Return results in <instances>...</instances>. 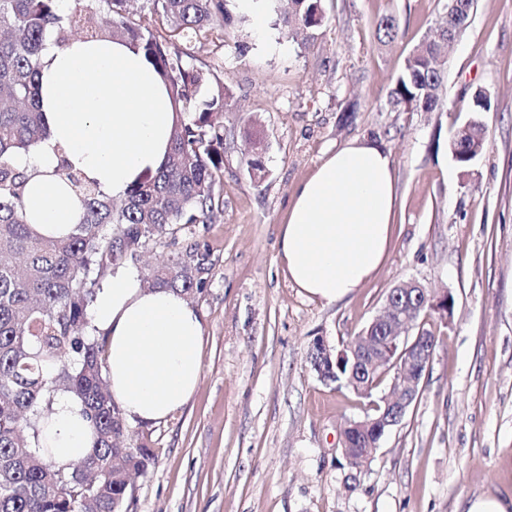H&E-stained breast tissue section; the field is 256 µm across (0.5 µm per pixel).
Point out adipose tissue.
I'll list each match as a JSON object with an SVG mask.
<instances>
[{"instance_id": "ef3b65f1", "label": "adipose tissue", "mask_w": 512, "mask_h": 512, "mask_svg": "<svg viewBox=\"0 0 512 512\" xmlns=\"http://www.w3.org/2000/svg\"><path fill=\"white\" fill-rule=\"evenodd\" d=\"M41 94L50 136L16 155L30 175L24 206L30 225L62 237L82 210L56 170L69 160L112 197L163 164L178 119L165 84L127 44L103 38L47 45ZM396 179L389 152L354 139L330 153L296 189L280 231V258L289 281L333 303L352 295L381 267L389 248ZM107 340L112 396L128 421L154 424L188 402L202 373L203 326L179 292L147 288L120 265L90 308ZM40 442L69 462L94 443L81 406L58 395Z\"/></svg>"}]
</instances>
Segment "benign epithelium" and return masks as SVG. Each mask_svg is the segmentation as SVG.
<instances>
[{"label": "benign epithelium", "instance_id": "benign-epithelium-1", "mask_svg": "<svg viewBox=\"0 0 512 512\" xmlns=\"http://www.w3.org/2000/svg\"><path fill=\"white\" fill-rule=\"evenodd\" d=\"M438 314L448 321L451 311L449 295L426 294V288L413 280L401 282L387 295L383 311L373 322H384L395 328L387 336H379L364 344L361 349L337 348L325 339L318 338L314 344L320 359L335 361L337 372L322 371L320 380L336 382L367 396L371 385L366 378L379 369L393 371L391 387L398 388L397 396L386 393L382 396L383 413L375 419H363L352 424V429L375 438H382L392 427L398 425L409 406L419 395V386L428 369L437 337L423 332L409 336L411 325L423 308ZM350 361L349 373L342 372V365Z\"/></svg>", "mask_w": 512, "mask_h": 512}]
</instances>
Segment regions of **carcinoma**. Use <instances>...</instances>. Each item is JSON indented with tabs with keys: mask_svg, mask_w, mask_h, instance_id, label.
Masks as SVG:
<instances>
[{
	"mask_svg": "<svg viewBox=\"0 0 512 512\" xmlns=\"http://www.w3.org/2000/svg\"><path fill=\"white\" fill-rule=\"evenodd\" d=\"M129 0H96L66 10L62 0H0V512H122L131 476L154 458L148 438L127 451L128 420L106 380L104 344L88 308L101 277L125 261L117 244L134 250L172 235L177 226L204 224L219 207L216 185L224 172V126L216 116L232 94L220 77L193 64L197 42L224 31L229 0H148L130 16ZM282 12L287 34L312 30L325 19L322 0H291ZM112 14L102 21L99 13ZM65 46L72 38L117 40L143 53L162 77L179 112L164 164L132 185L120 202L65 162V188L80 202L75 230L59 238L35 233L25 212L29 176L13 162L48 139L41 109L42 52L46 37ZM448 25L430 31L405 60L390 98L395 106L436 110L444 87L441 48ZM448 143L461 168L487 144V128ZM210 252L193 244L161 265L147 267V287L172 288L187 300L210 281ZM76 398L95 435L81 464L58 463L40 445L42 423L58 393Z\"/></svg>",
	"mask_w": 512,
	"mask_h": 512,
	"instance_id": "carcinoma-1",
	"label": "carcinoma"
}]
</instances>
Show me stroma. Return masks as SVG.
<instances>
[{"label":"stroma","instance_id":"obj_1","mask_svg":"<svg viewBox=\"0 0 512 512\" xmlns=\"http://www.w3.org/2000/svg\"><path fill=\"white\" fill-rule=\"evenodd\" d=\"M448 0H323L308 42L288 37L278 12L265 37L238 14L223 47L194 63L232 92L224 114V174L211 222L153 244L136 270L199 244L212 276L193 305L203 327L199 385L180 411L153 424L155 459L132 479L129 512H466L476 499L512 505V0H475L451 45L439 110L404 112L389 94L406 56L445 17ZM393 17L398 34L379 22ZM489 111L475 113L473 94ZM481 120L487 147L460 169L448 153L459 126ZM356 138L392 157L396 207L377 273L333 304L288 281L279 232L298 185ZM267 176L245 171L250 146ZM417 280L455 300L404 419L369 467L341 452L347 423L367 400L320 381L307 352L339 345L382 309L398 283Z\"/></svg>","mask_w":512,"mask_h":512}]
</instances>
